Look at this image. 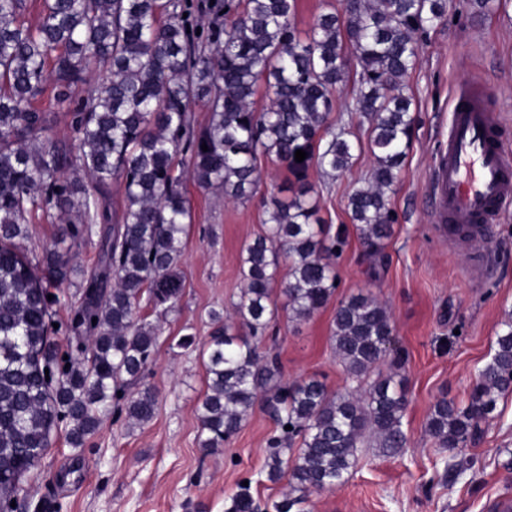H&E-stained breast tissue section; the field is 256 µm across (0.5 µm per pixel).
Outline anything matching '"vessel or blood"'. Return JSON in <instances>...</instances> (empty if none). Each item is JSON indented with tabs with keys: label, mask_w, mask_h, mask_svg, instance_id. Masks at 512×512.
<instances>
[{
	"label": "vessel or blood",
	"mask_w": 512,
	"mask_h": 512,
	"mask_svg": "<svg viewBox=\"0 0 512 512\" xmlns=\"http://www.w3.org/2000/svg\"><path fill=\"white\" fill-rule=\"evenodd\" d=\"M499 123L475 83L457 88L434 182L439 233L479 240L481 226L496 222L512 204V156L495 134Z\"/></svg>",
	"instance_id": "vessel-or-blood-1"
}]
</instances>
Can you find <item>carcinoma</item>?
<instances>
[{
    "label": "carcinoma",
    "mask_w": 512,
    "mask_h": 512,
    "mask_svg": "<svg viewBox=\"0 0 512 512\" xmlns=\"http://www.w3.org/2000/svg\"><path fill=\"white\" fill-rule=\"evenodd\" d=\"M450 6L344 0L343 10L319 15L302 39L296 0H218L213 7L224 24L208 27L197 22L194 0H43L35 25L21 19L24 0H0V505L8 506L38 465L59 422L69 421V443L80 448L110 404L135 424L153 419L157 395L129 386L157 346L142 304L168 310L181 296L182 239L191 220L184 174L245 200L258 184L260 154L275 156L294 176L292 196L270 200L264 232L242 249L244 288L232 320L210 314L198 413L202 447L217 449L261 406L275 424L266 479L287 475L290 491L268 504L240 485L224 512H308L310 494L349 479L368 439L388 451L406 446L407 387L380 371L386 363L403 367L405 356L382 301L358 293L336 305L333 349L355 383L345 392L330 393L317 376L283 380L279 362L259 345L278 311L272 290L280 259L288 260L281 295L291 318L312 317L338 288L336 249L346 245L347 231L332 234L320 224L307 172L315 165L342 174L353 166L359 140L328 123L335 94L350 83L349 110L367 122L374 164L347 207L368 252L379 253L392 238L390 194L415 124L406 79ZM261 82L272 101L259 112ZM48 83L56 107L69 111L78 140L72 149L51 135L49 114L33 106ZM84 85L88 96L76 98ZM197 102L212 112L199 130L190 120ZM298 149L307 153L302 162L295 161ZM180 151L188 154L185 173L174 163ZM114 182L125 199L116 226L106 204ZM38 211L66 222L72 237L111 226L103 264L83 274L73 310L79 361L63 358L51 340L58 296L47 299L79 268L54 248L32 262L23 241L28 216ZM509 394L512 317L501 323L467 401L437 399L426 431L452 454Z\"/></svg>",
    "instance_id": "carcinoma-1"
}]
</instances>
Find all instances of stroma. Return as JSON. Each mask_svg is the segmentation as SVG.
Here are the masks:
<instances>
[{"label": "stroma", "instance_id": "1", "mask_svg": "<svg viewBox=\"0 0 512 512\" xmlns=\"http://www.w3.org/2000/svg\"><path fill=\"white\" fill-rule=\"evenodd\" d=\"M449 18L430 32L407 81L417 120L391 196L397 215L393 237L381 256L372 257L357 235H349L336 262L337 297L368 292L391 313L395 345L405 354L408 446L396 453L359 449L348 481L311 494L309 512H499V502L512 500V472L503 467L512 459V395L499 401L475 440L456 452L458 472L446 470L426 431L438 398L466 401L501 320L512 312V209L486 228L481 248L452 246L433 230L431 198L456 85L475 77L489 90L512 154V0H491L481 14L473 13L467 0H454ZM372 165L365 148L345 173L331 177L309 169L321 223L333 230L350 225L347 197ZM257 175L260 189L246 201L227 199L222 190L201 188L189 178L183 183L192 212L183 239V294L173 310H141L158 330V347L132 387L148 386L157 394L154 419L139 426L105 411L97 431L77 449L68 442L66 425H59L22 484L16 512H193L197 505L203 512H224L242 478H252L253 494L263 501L286 490L287 480L273 483L263 473L274 424L261 408L253 409L229 444L214 451L202 446L197 411L206 390L202 349L211 331L208 314H232L243 286L242 247L263 233L271 197L288 196L291 175L275 157H260ZM61 227L58 219L41 214L29 224L34 243L57 247L81 269L95 266L99 236L72 239ZM483 261L489 277L472 279L470 268ZM334 310L327 305L303 321L279 311L272 331L285 380L315 375L329 391L350 389L330 341ZM187 334L193 345L180 347Z\"/></svg>", "mask_w": 512, "mask_h": 512}]
</instances>
